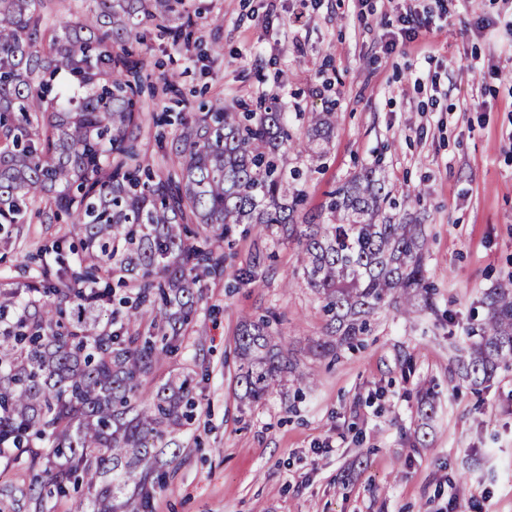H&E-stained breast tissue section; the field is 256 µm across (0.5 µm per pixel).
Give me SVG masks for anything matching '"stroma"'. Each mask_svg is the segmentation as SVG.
Instances as JSON below:
<instances>
[{"instance_id": "stroma-1", "label": "stroma", "mask_w": 512, "mask_h": 512, "mask_svg": "<svg viewBox=\"0 0 512 512\" xmlns=\"http://www.w3.org/2000/svg\"><path fill=\"white\" fill-rule=\"evenodd\" d=\"M195 25L173 45L143 22L140 149L164 169L173 138L201 102L279 105L296 137L325 109L336 127L324 166L303 186L320 215L330 190L373 166L425 227L434 309L371 318L353 346L324 353L321 303L307 288L299 246L277 230L235 229L224 274L201 281L186 355L160 374L196 373L199 415L153 512H439L454 480L461 504L512 512V368L478 386L458 380L454 349L485 315L488 288L512 279V0H417L434 25L384 51L396 0H187ZM176 75L177 90L157 89ZM167 111L170 126L152 113ZM73 225L0 233V277H15ZM275 314L273 329L299 370L264 402L237 382L241 325ZM29 473L0 470V512H29Z\"/></svg>"}]
</instances>
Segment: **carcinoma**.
<instances>
[{"instance_id":"obj_1","label":"carcinoma","mask_w":512,"mask_h":512,"mask_svg":"<svg viewBox=\"0 0 512 512\" xmlns=\"http://www.w3.org/2000/svg\"><path fill=\"white\" fill-rule=\"evenodd\" d=\"M70 25H50L54 0H0V232L31 208L79 229L72 262H45L22 280H0V466L32 473L31 512L81 486L86 512H152L196 418L193 370L154 380L178 354L202 300L203 275L224 273L220 242L234 224L278 226L297 240L303 279L328 317L325 353L371 332L370 316L394 303L432 304L422 225L412 223L377 169L365 167L327 195V222L299 223V147L320 169L335 127L308 113L297 142L275 103L224 108L180 121L166 172L140 153L145 63L138 27L172 26L183 0H92ZM487 314L468 355L455 359L472 385L512 366V281L488 289ZM247 398L265 399L283 373L297 382L289 349L265 318L247 320L238 342Z\"/></svg>"}]
</instances>
